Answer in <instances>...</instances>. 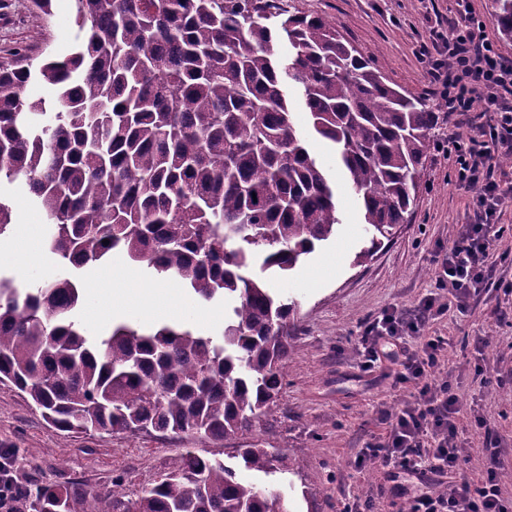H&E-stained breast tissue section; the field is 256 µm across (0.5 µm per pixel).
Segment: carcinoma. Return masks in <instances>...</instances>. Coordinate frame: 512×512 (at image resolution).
<instances>
[{"label": "carcinoma", "instance_id": "carcinoma-1", "mask_svg": "<svg viewBox=\"0 0 512 512\" xmlns=\"http://www.w3.org/2000/svg\"><path fill=\"white\" fill-rule=\"evenodd\" d=\"M83 39L39 66L51 103L27 100L25 57L0 64V178L25 179L62 272L0 276V382L62 431L192 432L240 441L233 467L186 451L134 501L122 484L38 487L33 512H284L236 467L284 472L242 437L278 400L294 307L243 270L285 272L336 235V185L301 134L331 145L369 235L361 263L408 221L437 113L392 86L325 19L281 0H75ZM512 39V0H496ZM277 19L274 26L268 24ZM288 42V66L277 43ZM108 240L105 245L102 240ZM121 253L204 302L232 301L223 340L178 325L90 336L72 270Z\"/></svg>", "mask_w": 512, "mask_h": 512}]
</instances>
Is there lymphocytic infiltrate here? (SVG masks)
<instances>
[{
    "instance_id": "lymphocytic-infiltrate-1",
    "label": "lymphocytic infiltrate",
    "mask_w": 512,
    "mask_h": 512,
    "mask_svg": "<svg viewBox=\"0 0 512 512\" xmlns=\"http://www.w3.org/2000/svg\"><path fill=\"white\" fill-rule=\"evenodd\" d=\"M457 6L450 31L435 33L439 51L429 60L426 75L448 111L465 114L481 102L490 114L488 122L475 123L468 135L452 133L439 144L454 159L457 182L472 195L475 221L460 225L437 259L436 286L446 292L447 302L434 297L409 310L384 312L358 338L364 367H373L384 347H391L401 361L397 383L418 390L394 414L386 439L369 445L367 454L385 469L394 491L408 495L410 512H512L502 497L494 457L479 481L436 488L463 461L458 445L461 406L452 383L438 375L448 339L425 330L450 310L468 311L481 293L503 236L496 217L512 201V188H501L494 176L497 158L512 154V62L498 55L469 0H457Z\"/></svg>"
}]
</instances>
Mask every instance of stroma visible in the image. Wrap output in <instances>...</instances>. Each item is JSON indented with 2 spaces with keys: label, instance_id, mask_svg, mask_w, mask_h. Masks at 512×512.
Here are the masks:
<instances>
[{
  "label": "stroma",
  "instance_id": "35a3bbf8",
  "mask_svg": "<svg viewBox=\"0 0 512 512\" xmlns=\"http://www.w3.org/2000/svg\"><path fill=\"white\" fill-rule=\"evenodd\" d=\"M292 10L317 14L368 53L376 69L411 95L427 99L440 114L437 139L467 133L481 120L482 104L470 115L446 110L432 90L420 59L432 46L431 26H451L456 0H285ZM75 0H52L51 15L39 13L32 0H0V63L15 54L62 55L80 38ZM425 184L408 224L391 241L355 264L367 244L355 193L339 188L342 223L335 237L316 247L296 267L271 276V288L296 304L295 338L287 376L277 403L254 428L251 438L284 454L289 470L264 476L241 471L246 481L271 486L283 495L286 512H343L346 503L368 504L371 512H406L408 503L388 490L381 466L364 455L368 444L382 441L389 416L413 400L415 391L397 385L398 365L384 361L364 370L357 338L364 326L395 307L410 308L436 294V252L454 238L458 225L473 221L472 199L454 177L452 159L430 147ZM0 201L11 205V230L0 237V274L24 286L56 277L60 268L45 248L44 212L29 200L23 180L0 183ZM38 242L34 257L12 256L23 229ZM130 270L135 288L159 287L137 263L116 258L74 274L81 288L75 318L91 335L108 334L124 322L149 321L125 312L95 318L97 307L112 304L111 294L95 287L110 271ZM512 256L498 262L485 291L471 311L452 310L431 323L429 332L449 340L440 366L462 404L458 444L463 463L447 481L481 477L486 458L497 452L498 481L512 498ZM486 421L476 427L475 417ZM0 448L15 452L16 474L30 485L74 483L81 490L104 493L121 479L128 498L167 472L174 457L191 450L203 457H225L231 447L199 435L89 431L64 433L49 424L25 396L0 383ZM362 466H355L356 458Z\"/></svg>",
  "mask_w": 512,
  "mask_h": 512
}]
</instances>
